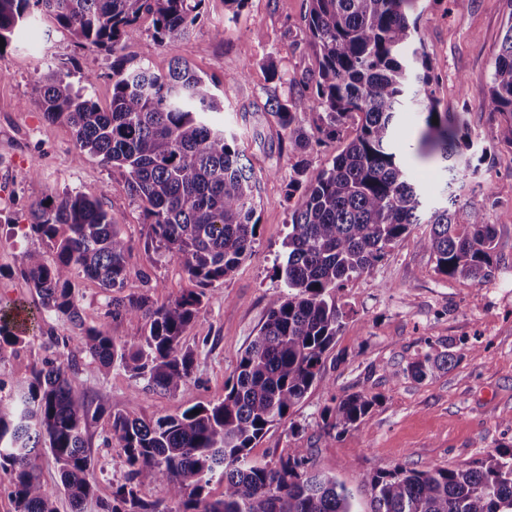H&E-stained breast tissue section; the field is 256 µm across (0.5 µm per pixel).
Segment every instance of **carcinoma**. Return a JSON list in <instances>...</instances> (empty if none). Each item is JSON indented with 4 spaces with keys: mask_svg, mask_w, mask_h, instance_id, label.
<instances>
[{
    "mask_svg": "<svg viewBox=\"0 0 512 512\" xmlns=\"http://www.w3.org/2000/svg\"><path fill=\"white\" fill-rule=\"evenodd\" d=\"M205 0H0V39L37 9L67 30L85 49L112 56V100L107 110L75 90L71 74L51 71L32 85L30 99L49 121L74 132L79 162L95 156L112 166L143 208L155 249L179 263L194 288L155 307L148 298L121 296L133 247L121 218L80 192L65 191L31 208L30 231L51 256L27 251L19 274L41 298V311L21 301L0 306V344L31 342L40 312L65 318L81 333V352L109 369L117 367L167 394L192 391L193 351L183 336L212 297L213 286L250 257L258 236L257 176L224 128L220 100L188 65L165 74L149 64H128L122 51L140 38L139 21H153V40L174 43L195 27ZM413 0H309L301 18L318 67L297 79L266 63L273 89L267 106L288 154L298 158L285 187L290 209L286 254L276 274L286 291L268 299L267 319L241 354L224 399L197 403L177 416L145 419L130 402L109 417L104 445L122 449L125 482L98 501L100 512H360L354 494L334 476L313 470L308 449L292 448L274 464L259 463L251 449L318 384L327 353L336 345L345 312L336 292L380 262L414 224L429 232L417 246L450 280L481 285L507 267L504 230L488 214L449 194L439 206L424 202L394 130L409 102L423 105L418 147L445 163L451 179L464 180L472 164L456 162L470 135L460 119L434 97L427 34L410 19ZM484 111L504 120L500 138L512 144V23L507 25L493 70L477 90ZM359 119L351 140L319 170L300 156L315 135L334 136ZM438 123H432V119ZM108 293L113 317L145 321L140 336L114 338L105 325L86 324L75 276ZM41 366L0 394V472L16 512H57L59 494L74 512L95 496L93 463L86 446L90 421L104 413L76 385L83 371L68 338L50 335ZM472 351L465 341L426 354L406 367L423 381ZM377 397L352 393L322 412V429H357ZM199 413H193V410ZM54 461L60 483H44L40 460ZM223 498L204 496L213 479ZM161 498H140L142 483ZM370 512H512V449L453 468L376 466L361 477Z\"/></svg>",
    "mask_w": 512,
    "mask_h": 512,
    "instance_id": "obj_1",
    "label": "carcinoma"
}]
</instances>
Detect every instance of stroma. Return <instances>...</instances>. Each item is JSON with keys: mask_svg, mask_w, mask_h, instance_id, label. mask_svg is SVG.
<instances>
[{"mask_svg": "<svg viewBox=\"0 0 512 512\" xmlns=\"http://www.w3.org/2000/svg\"><path fill=\"white\" fill-rule=\"evenodd\" d=\"M307 7L308 0H246L235 13L224 0H206L203 19L188 38L155 44L152 19L146 16L139 22L140 39L123 52L128 61H146L160 74L179 59L219 85H225V77L240 75L239 83L226 85L224 124L237 133L259 178V235L251 257L216 284L182 339L195 354L199 379L190 393L164 395L121 369L101 370L93 364L79 376L89 395L102 397L106 411L87 434L98 498L87 501L84 512H98V499L109 498L127 474L122 450L102 444L109 414L132 400L147 419L222 400L241 352L266 317L268 299L283 289L276 266L285 255L288 210L282 197L294 162L282 150L278 127L266 108L272 83L263 62L275 58L292 76L314 69L315 56L304 34L284 35ZM414 11L427 33L435 95L466 123L472 144L464 155L479 160L480 166L464 183L454 184L438 161L420 160L412 146L424 115L414 108L402 115L399 144L408 150L415 177L429 188L428 205L451 191L484 209L491 223L508 229L504 253L509 267L482 285L448 280L417 247L426 230L419 224L381 262L337 292L346 316L323 366L325 384L312 387L291 416L300 434L291 435L290 424L272 428L252 456L272 463L290 448L309 449L314 469L344 481L360 512L369 500L360 479L375 466L456 467L493 449L512 448V198L497 193L501 183L512 180V145L499 137V118L483 112L478 96H463L460 88L464 78L475 86L487 80L512 20V0H417ZM52 70L70 73L100 107H108L112 98L111 58L78 48L69 32L43 16H32L0 50V302L38 304L36 291L17 268L23 252L41 251L45 245L24 235L22 228L33 204L73 190L122 219L133 246L124 294L144 293L154 305L168 304L191 286L183 268L154 251L141 208L126 185L113 178L111 166L95 157L75 162L71 128L47 121L30 101L31 84ZM34 167L39 170L35 177L30 174ZM77 299L87 324H105L114 337L138 336L145 329L140 319L108 318L107 294L95 282L79 279ZM462 338L474 349L448 370L422 381L406 373L408 363L445 351ZM43 356L37 339L21 350L0 348V379L9 385L29 376ZM355 392L379 398L368 421L357 429L323 434L322 410L332 398Z\"/></svg>", "mask_w": 512, "mask_h": 512, "instance_id": "stroma-1", "label": "stroma"}]
</instances>
